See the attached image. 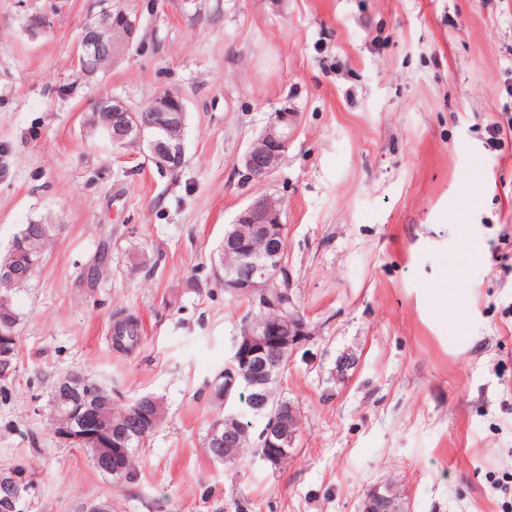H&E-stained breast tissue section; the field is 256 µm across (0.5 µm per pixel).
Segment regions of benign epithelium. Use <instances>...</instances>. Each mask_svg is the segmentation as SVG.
<instances>
[{"label":"benign epithelium","mask_w":512,"mask_h":512,"mask_svg":"<svg viewBox=\"0 0 512 512\" xmlns=\"http://www.w3.org/2000/svg\"><path fill=\"white\" fill-rule=\"evenodd\" d=\"M137 31V20L126 11L119 7L103 8L81 32L74 50L76 71L84 77L95 75L97 70L85 66L86 58H116L133 46ZM95 111L102 113L99 129L113 145L146 142L152 150L153 162L160 168L175 171L184 165V143L163 140V132L174 122H184L186 117V102L180 95H157L148 113L119 98L102 97ZM295 125V113H275L235 159V165L249 178L265 180L282 164ZM233 223L247 225L249 235L241 239L235 232L225 234L224 253L240 251L243 242L249 250L236 267L224 270V288L235 295L245 294L249 300L248 314L225 362L224 419L212 424L209 440L215 459L222 461L241 440L251 438L253 457L277 468L290 456L301 426V411L290 400L269 410L266 390L271 382L281 381L292 355L311 332L290 292L287 225L282 221L281 201L267 194L256 196ZM12 259L13 262L0 267V277L31 274L40 263V257L32 250L15 249ZM242 391L251 394V407L256 414L268 415L261 425L239 423L238 396ZM58 392L64 399L76 401L79 412L75 418L67 413H54L55 437L71 446L90 443L102 449L95 462L109 474L125 470L127 454L120 447L119 432L113 431L97 409L102 388L86 382L77 391L66 378ZM152 403L150 396L131 403L134 425L148 416ZM0 491V509L12 512L31 505L36 483L27 466L16 462L0 469ZM362 512H402L397 491L390 485L373 487L363 501Z\"/></svg>","instance_id":"1"}]
</instances>
